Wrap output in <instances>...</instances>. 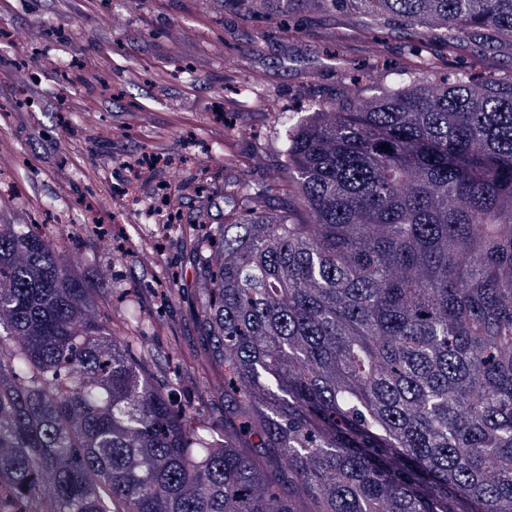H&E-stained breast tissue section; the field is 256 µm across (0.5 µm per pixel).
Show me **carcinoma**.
<instances>
[{"label":"carcinoma","mask_w":512,"mask_h":512,"mask_svg":"<svg viewBox=\"0 0 512 512\" xmlns=\"http://www.w3.org/2000/svg\"><path fill=\"white\" fill-rule=\"evenodd\" d=\"M352 1L450 44L512 0ZM293 202L193 253L224 433L148 372L134 304L0 224V500L16 512H499L512 505V74L280 112Z\"/></svg>","instance_id":"cac0c4a2"}]
</instances>
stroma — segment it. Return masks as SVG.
Instances as JSON below:
<instances>
[{
  "instance_id": "obj_1",
  "label": "stroma",
  "mask_w": 512,
  "mask_h": 512,
  "mask_svg": "<svg viewBox=\"0 0 512 512\" xmlns=\"http://www.w3.org/2000/svg\"><path fill=\"white\" fill-rule=\"evenodd\" d=\"M466 67L512 73V36L449 51L443 26L414 28L346 4L304 0H0V224H30L93 276L104 321L135 298L159 356L154 376L224 425V368H188L210 340L198 318L190 245L172 229L231 218L224 194L282 181L278 112L359 91L390 72L430 82ZM168 229L145 216L164 205Z\"/></svg>"
}]
</instances>
